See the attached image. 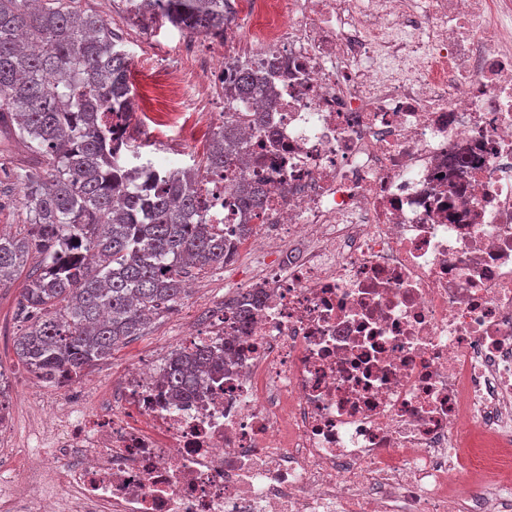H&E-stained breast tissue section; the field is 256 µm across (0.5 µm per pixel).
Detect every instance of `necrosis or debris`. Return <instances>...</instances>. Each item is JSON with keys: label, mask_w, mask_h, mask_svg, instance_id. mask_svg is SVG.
<instances>
[{"label": "necrosis or debris", "mask_w": 512, "mask_h": 512, "mask_svg": "<svg viewBox=\"0 0 512 512\" xmlns=\"http://www.w3.org/2000/svg\"><path fill=\"white\" fill-rule=\"evenodd\" d=\"M270 91L236 106L240 164L205 224L252 232L240 292L189 343L223 349L194 394L169 353L120 404L50 412L0 512H512V0H245ZM240 34L185 43L153 122L224 123ZM247 177L268 202L244 217Z\"/></svg>", "instance_id": "4bbe7bcc"}]
</instances>
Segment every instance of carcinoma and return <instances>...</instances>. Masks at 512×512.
I'll use <instances>...</instances> for the list:
<instances>
[{"mask_svg":"<svg viewBox=\"0 0 512 512\" xmlns=\"http://www.w3.org/2000/svg\"><path fill=\"white\" fill-rule=\"evenodd\" d=\"M145 23H169L193 35L228 27L231 0H139ZM132 58L100 16L81 0H0V137L18 138L40 168L15 171L27 229L0 234V287L30 260L20 315L29 325L14 350L28 371L54 382L73 378L143 331L147 320L178 303L193 271L224 267L252 227L233 236L213 224H191L204 205L207 177L239 160L237 119L224 128L190 168L165 169L164 187L128 185L150 174L139 147L120 153L110 117L131 104ZM269 61L232 57L224 98L247 99L268 82ZM233 197L240 211L263 209L266 192L240 181ZM253 296L224 302L236 317L251 314ZM219 356L205 345L170 357L171 395L189 393Z\"/></svg>","mask_w":512,"mask_h":512,"instance_id":"obj_1","label":"carcinoma"}]
</instances>
